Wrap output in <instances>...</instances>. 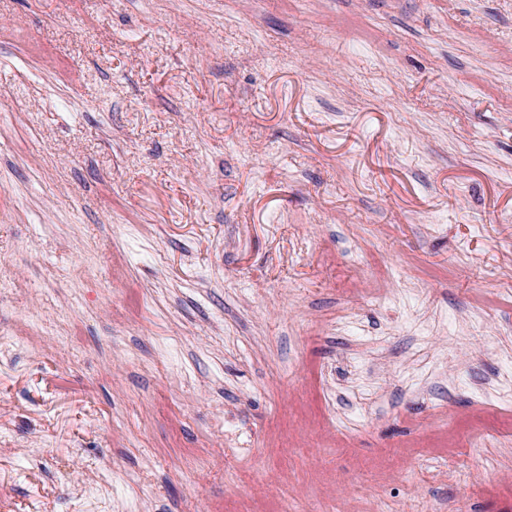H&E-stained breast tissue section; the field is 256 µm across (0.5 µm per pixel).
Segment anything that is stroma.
Masks as SVG:
<instances>
[{
    "instance_id": "35a3bbf8",
    "label": "stroma",
    "mask_w": 512,
    "mask_h": 512,
    "mask_svg": "<svg viewBox=\"0 0 512 512\" xmlns=\"http://www.w3.org/2000/svg\"><path fill=\"white\" fill-rule=\"evenodd\" d=\"M0 512H512V0H0Z\"/></svg>"
}]
</instances>
